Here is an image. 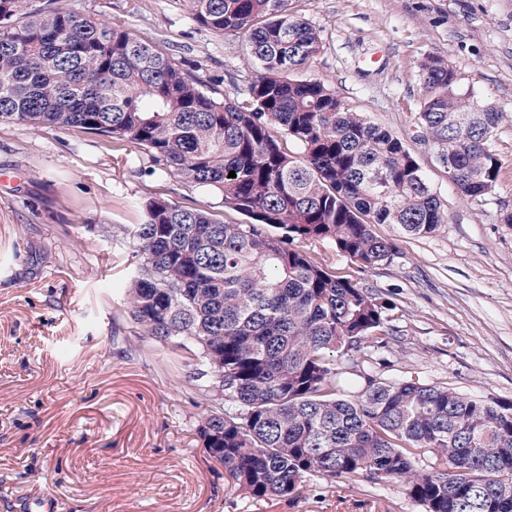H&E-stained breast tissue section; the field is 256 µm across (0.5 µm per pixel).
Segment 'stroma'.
<instances>
[{
	"label": "stroma",
	"instance_id": "1",
	"mask_svg": "<svg viewBox=\"0 0 512 512\" xmlns=\"http://www.w3.org/2000/svg\"><path fill=\"white\" fill-rule=\"evenodd\" d=\"M83 13L157 42L195 63L219 96L248 72L242 35L194 21L189 0H78ZM319 31L309 72L368 120L401 139L448 213L433 234L375 225L396 253L360 269L327 242L336 272L390 298V345L357 356L484 398L512 400V0H290ZM448 59L481 104L500 114L495 188L461 198L412 115L419 61ZM131 143L105 147L74 130L0 124V512H424L397 483L308 477L293 500L237 491L197 433L207 402L179 352L142 338L124 303L135 265L120 229L162 197L208 206L229 224L247 218L159 172L146 175ZM114 234L103 238L99 225Z\"/></svg>",
	"mask_w": 512,
	"mask_h": 512
}]
</instances>
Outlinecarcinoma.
Here are the masks:
<instances>
[{"label": "carcinoma", "mask_w": 512, "mask_h": 512, "mask_svg": "<svg viewBox=\"0 0 512 512\" xmlns=\"http://www.w3.org/2000/svg\"><path fill=\"white\" fill-rule=\"evenodd\" d=\"M190 8L199 26L246 37L251 70L236 96L216 97L191 62L62 0H0V123L133 143L148 173L251 219L225 224L154 198L122 228L137 258L131 319L195 361L209 456L253 500L291 499L319 474L397 482L426 512H512V402L355 370L358 353L388 345L394 304L304 250L329 242L374 268L395 246L373 225L424 235L447 223L414 156L304 74L322 40L289 0ZM420 70L418 137L461 197L482 199L502 168L499 112L448 60L429 55ZM427 456L438 464L423 467Z\"/></svg>", "instance_id": "cac0c4a2"}]
</instances>
